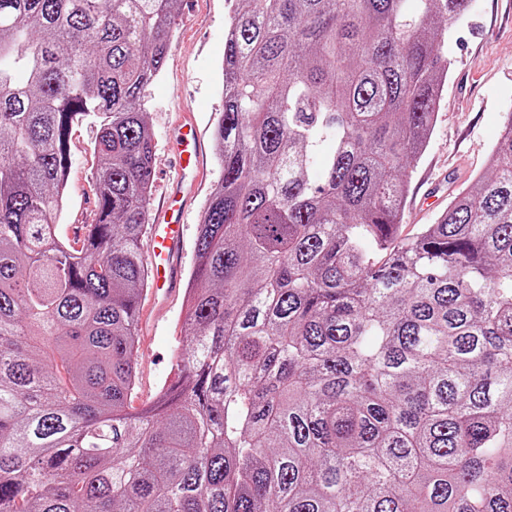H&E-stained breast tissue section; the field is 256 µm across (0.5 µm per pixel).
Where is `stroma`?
Listing matches in <instances>:
<instances>
[{
    "instance_id": "35a3bbf8",
    "label": "stroma",
    "mask_w": 512,
    "mask_h": 512,
    "mask_svg": "<svg viewBox=\"0 0 512 512\" xmlns=\"http://www.w3.org/2000/svg\"><path fill=\"white\" fill-rule=\"evenodd\" d=\"M238 0H178L174 37L165 69L145 91L154 144L151 211L164 203L174 159L166 146L180 113L192 114L202 132L207 176L203 190L189 204L187 251H194L201 215L210 189L223 171L213 147V128L224 109L219 65L224 38ZM445 48L455 61L442 93L428 147L412 172L404 212V233L433 223L447 208L455 185L487 169L507 112H512V0H472L466 23L452 32ZM94 123H74L70 130L71 166L61 232L87 223L95 209L92 175L99 161L91 150ZM185 292L176 290L165 303L145 295L140 304L139 349L132 408L155 401L176 373L184 348L179 326L185 316Z\"/></svg>"
}]
</instances>
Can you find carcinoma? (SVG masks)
<instances>
[{
  "mask_svg": "<svg viewBox=\"0 0 512 512\" xmlns=\"http://www.w3.org/2000/svg\"><path fill=\"white\" fill-rule=\"evenodd\" d=\"M241 2L179 379L134 411L177 0H0V512H512L511 112L403 235L471 0ZM97 127L90 121L75 122L70 130L71 166L68 181L67 206L61 220V232L73 239L74 227L87 224L95 209V191L92 173L99 161L91 150Z\"/></svg>",
  "mask_w": 512,
  "mask_h": 512,
  "instance_id": "obj_1",
  "label": "carcinoma"
}]
</instances>
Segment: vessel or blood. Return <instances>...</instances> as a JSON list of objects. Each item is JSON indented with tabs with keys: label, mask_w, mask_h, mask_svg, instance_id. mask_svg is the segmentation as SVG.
Returning a JSON list of instances; mask_svg holds the SVG:
<instances>
[{
	"label": "vessel or blood",
	"mask_w": 512,
	"mask_h": 512,
	"mask_svg": "<svg viewBox=\"0 0 512 512\" xmlns=\"http://www.w3.org/2000/svg\"><path fill=\"white\" fill-rule=\"evenodd\" d=\"M174 150L178 157L175 180L166 188L168 205L154 216L149 237V261L153 281L162 294L178 288L181 281L183 256L184 208L198 189L203 170L199 163L200 133L192 117H180Z\"/></svg>",
	"instance_id": "1"
}]
</instances>
